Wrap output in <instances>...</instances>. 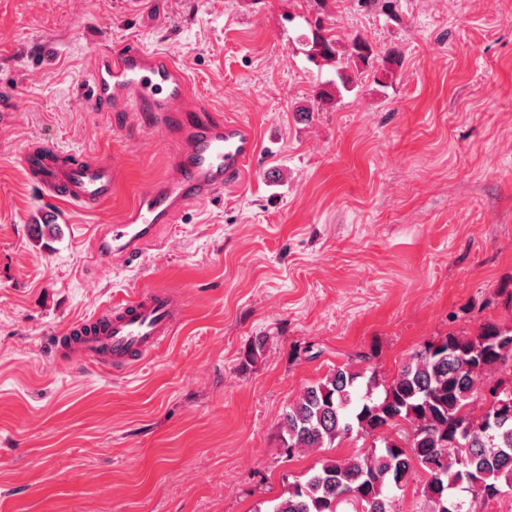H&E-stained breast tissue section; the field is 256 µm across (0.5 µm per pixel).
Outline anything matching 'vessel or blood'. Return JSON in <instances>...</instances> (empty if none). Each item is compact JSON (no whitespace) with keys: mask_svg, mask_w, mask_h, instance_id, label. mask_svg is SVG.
Instances as JSON below:
<instances>
[{"mask_svg":"<svg viewBox=\"0 0 512 512\" xmlns=\"http://www.w3.org/2000/svg\"><path fill=\"white\" fill-rule=\"evenodd\" d=\"M87 107L108 112L121 107L135 122L174 145L169 171L142 190L133 204L105 225L98 259H138L158 225L172 223L188 205L212 199L237 184L259 151L253 130L189 104V79L162 53L129 43L117 51H95L87 65ZM25 168L47 200L27 219L34 239L63 232L69 218L58 202L92 210L112 197L119 179L117 158L88 151L65 152L44 144L29 146ZM186 315L176 291L144 285L113 300L93 316L55 331V359L78 368L122 373L154 356Z\"/></svg>","mask_w":512,"mask_h":512,"instance_id":"1","label":"vessel or blood"}]
</instances>
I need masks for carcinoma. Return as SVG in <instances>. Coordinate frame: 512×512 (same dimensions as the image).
Returning <instances> with one entry per match:
<instances>
[{"mask_svg": "<svg viewBox=\"0 0 512 512\" xmlns=\"http://www.w3.org/2000/svg\"><path fill=\"white\" fill-rule=\"evenodd\" d=\"M307 58L357 86L372 56L355 36L344 50L318 19ZM358 354L304 388L281 412L285 455L370 438L347 457H326L288 484L268 512H394L396 492L420 479L422 512H490L512 496V325L488 322L473 336L426 343L390 379ZM502 374L489 391L484 378ZM480 398V413L471 408Z\"/></svg>", "mask_w": 512, "mask_h": 512, "instance_id": "cac0c4a2", "label": "carcinoma"}]
</instances>
